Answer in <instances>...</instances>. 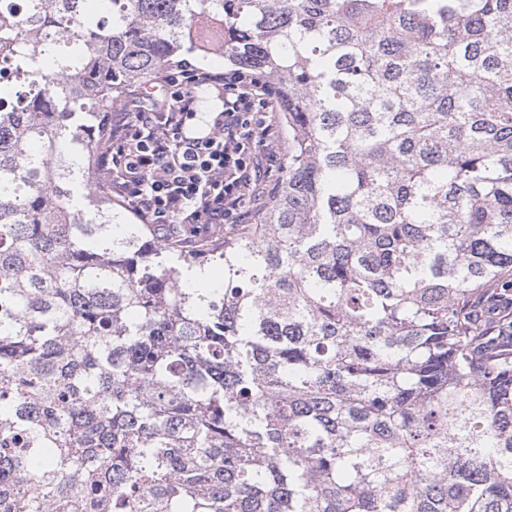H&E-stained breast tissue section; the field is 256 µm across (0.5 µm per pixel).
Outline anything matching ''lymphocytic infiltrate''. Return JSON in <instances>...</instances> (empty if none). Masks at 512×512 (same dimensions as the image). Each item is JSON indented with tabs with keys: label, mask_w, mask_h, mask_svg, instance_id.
<instances>
[{
	"label": "lymphocytic infiltrate",
	"mask_w": 512,
	"mask_h": 512,
	"mask_svg": "<svg viewBox=\"0 0 512 512\" xmlns=\"http://www.w3.org/2000/svg\"><path fill=\"white\" fill-rule=\"evenodd\" d=\"M203 84L223 91L224 109L207 136L190 137L185 125ZM160 85V96L113 118L98 171L111 175L113 193L142 223L179 224L193 235L249 223L256 186L276 173V98L260 78L189 64L168 69Z\"/></svg>",
	"instance_id": "lymphocytic-infiltrate-1"
}]
</instances>
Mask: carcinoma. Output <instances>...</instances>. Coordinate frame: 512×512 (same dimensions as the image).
I'll return each mask as SVG.
<instances>
[{
  "mask_svg": "<svg viewBox=\"0 0 512 512\" xmlns=\"http://www.w3.org/2000/svg\"><path fill=\"white\" fill-rule=\"evenodd\" d=\"M187 52L288 132L192 244L90 175ZM89 498L512 512V0H0V512Z\"/></svg>",
  "mask_w": 512,
  "mask_h": 512,
  "instance_id": "cac0c4a2",
  "label": "carcinoma"
}]
</instances>
